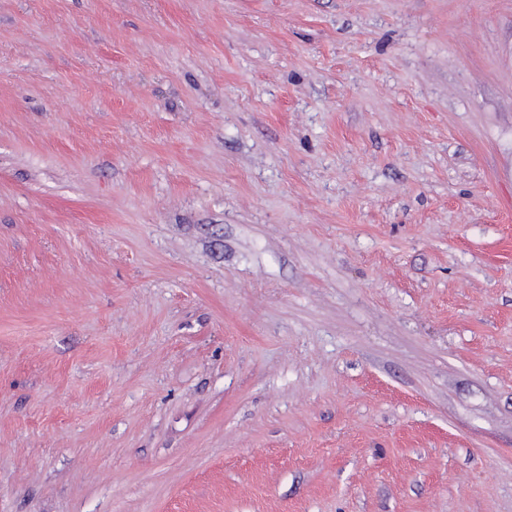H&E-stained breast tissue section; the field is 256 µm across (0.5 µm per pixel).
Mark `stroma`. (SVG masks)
<instances>
[{"label": "stroma", "mask_w": 512, "mask_h": 512, "mask_svg": "<svg viewBox=\"0 0 512 512\" xmlns=\"http://www.w3.org/2000/svg\"><path fill=\"white\" fill-rule=\"evenodd\" d=\"M0 512H512V0H0Z\"/></svg>", "instance_id": "1"}]
</instances>
